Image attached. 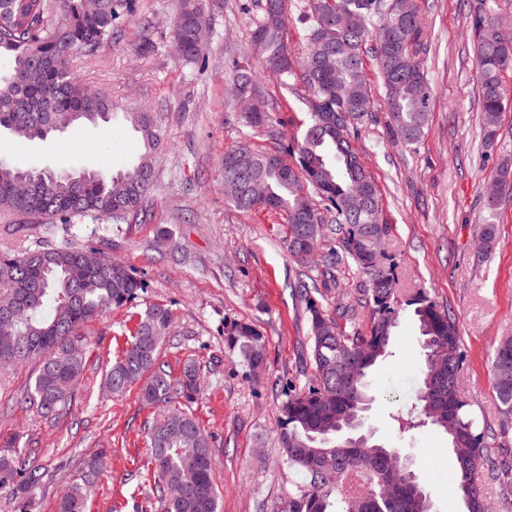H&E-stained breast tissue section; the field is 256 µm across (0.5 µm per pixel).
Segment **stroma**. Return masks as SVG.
<instances>
[{"label":"stroma","instance_id":"1","mask_svg":"<svg viewBox=\"0 0 512 512\" xmlns=\"http://www.w3.org/2000/svg\"><path fill=\"white\" fill-rule=\"evenodd\" d=\"M415 6L429 35L422 62L433 97L425 134L411 147L392 136L379 67L369 55L365 78L375 112L352 139L378 185L390 227L382 262L394 270L405 294H426L458 319L463 389L479 423L490 429L493 456L502 457L512 452V430L501 425L492 355L512 336V193L498 201L492 251H484L477 227L491 174L512 160V74L504 78L498 137L484 148L467 0H415ZM175 9V0H138L137 14L119 20L111 46L78 61L80 77L121 111L111 126L73 125L43 141L0 133V162L63 172L117 173L137 162L144 143L124 120L127 112L152 113L165 140L144 204L146 219L121 225L111 250L113 259L134 270L144 290L131 304L85 326L86 364L69 410L54 420L43 418L24 401L34 365L0 366V450L17 442L27 463L49 474L31 512H56L62 488L100 449L107 452V466L89 512H161L147 435L163 412L143 402L137 388L113 394L103 384L138 313L151 304L169 307L175 318L160 364L175 375L189 361L201 369L202 394L192 411L214 438L221 512H284L289 492L302 480L282 457L275 390L278 383L301 378L299 357L309 324L304 306L291 296L301 273L283 245L284 215L263 209L244 213L228 205L222 166L226 152L272 151L277 141L299 135L308 122L305 88L299 80L286 87L263 74L260 89L272 124L248 127L232 96L231 70L249 60L261 0H206L212 38L202 65L174 54ZM160 227L171 231L177 251L156 246ZM65 240L64 225L22 226L0 217V255ZM362 286L356 267H344L335 288L318 301L332 315L352 304L347 328H365L369 308L360 299ZM234 321L251 324L263 337L260 371L244 365L232 344L228 327ZM416 336L414 320L401 312L396 355L371 376L366 425L380 442L399 449L425 480L436 512H462L446 439L425 428L399 433L394 420L416 402L422 362Z\"/></svg>","mask_w":512,"mask_h":512}]
</instances>
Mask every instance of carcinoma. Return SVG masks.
Wrapping results in <instances>:
<instances>
[{"label":"carcinoma","mask_w":512,"mask_h":512,"mask_svg":"<svg viewBox=\"0 0 512 512\" xmlns=\"http://www.w3.org/2000/svg\"><path fill=\"white\" fill-rule=\"evenodd\" d=\"M495 3L469 4L489 143L505 110L502 75L512 72V45H503L494 32L502 27ZM203 6V0H177L174 44L179 58L188 62L203 57L209 39ZM305 8L308 48L301 64L285 41L290 0H263L248 54L276 77H288L300 67L309 123L291 145L282 143L266 153L235 149L224 154L223 163L230 205L243 212L265 208L287 215L285 244L296 265L317 267L327 288L336 287V268L348 260L366 278L363 293L371 316L364 331L342 328L313 296L316 287L302 282L293 289L308 314L310 344L301 360L311 374L302 385H283L284 399L278 404L284 460L304 476L288 496V512H355L358 504L361 512H435L430 493L409 480L396 451L370 439L348 443L336 435L346 416L360 418L368 409L369 374L377 362L393 356L403 305L418 324L423 361L416 403L410 416L399 420L400 429L430 425L441 432L454 452L455 493L464 512H489L486 488L512 470V460L490 455L487 427L477 421L462 393L464 353L455 316L423 293L399 300L393 269L381 263L377 252L389 233L381 220L379 189L351 142L352 130L373 112L364 74L367 51L379 64L394 134L409 146L423 137L432 98L419 59L428 43L426 25L415 8L403 15L393 0H305ZM135 11L136 0H0V54L14 60L11 74L0 78V130L33 140L76 122L110 123L116 116L112 98L91 93L74 62L112 44L117 21ZM260 77L251 65L238 64L233 85L254 91ZM124 118L146 143L136 163L116 174L87 173L77 184L66 173L0 163V213L16 224L59 222L71 229L87 217L114 224L142 219L153 187L154 153L163 141L148 113L126 112ZM310 188L334 213L335 225L328 230ZM497 204V198H487L478 226L489 249L496 240ZM327 231L336 236V245L325 249ZM113 245L108 235L99 236L94 248L99 263L92 268L79 265L87 249L77 240L0 255V305L21 300L9 310L11 326L0 328V353H8L12 365L36 364L27 398L46 418L66 409L83 370L80 329L130 304L144 288L132 269L112 263ZM173 329L172 312L163 305L138 314L104 385L123 393L137 384L142 401L178 406L148 434L164 512H220L210 436L191 411L202 390L200 368L188 363L174 377L158 364ZM229 336L250 369L263 367L264 341L253 326L234 322ZM493 368L506 427L512 423V338L497 345ZM103 465L102 453L85 461L80 480L59 496L57 512H87ZM44 477L26 464L20 449L0 453V491L15 500L17 512H29Z\"/></svg>","instance_id":"obj_1"}]
</instances>
